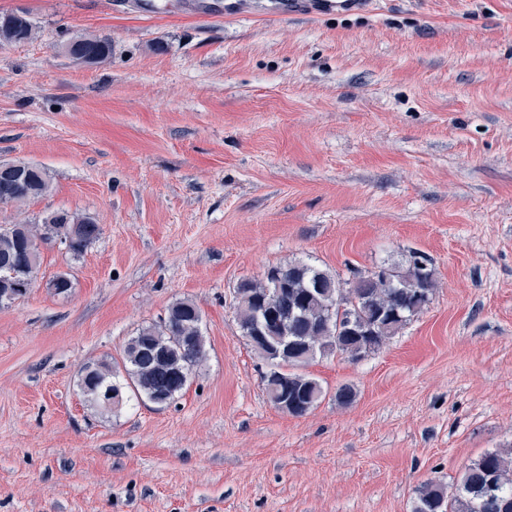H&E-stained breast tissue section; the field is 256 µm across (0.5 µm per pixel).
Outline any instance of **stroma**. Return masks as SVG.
<instances>
[{"label":"stroma","instance_id":"1","mask_svg":"<svg viewBox=\"0 0 512 512\" xmlns=\"http://www.w3.org/2000/svg\"><path fill=\"white\" fill-rule=\"evenodd\" d=\"M288 3L0 0L43 32L0 47V162L51 179L0 224L101 229L77 258L42 244L36 287L0 304V512H412L512 444V0ZM76 30L110 35V62L74 65ZM412 250L428 308L365 359L308 364L306 415L275 408L237 285ZM185 299L206 341L188 389L87 401L81 368ZM297 6H294L292 12L297 14L317 17L331 13H339L349 11V1L353 0H297Z\"/></svg>","mask_w":512,"mask_h":512}]
</instances>
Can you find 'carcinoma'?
Listing matches in <instances>:
<instances>
[{"label":"carcinoma","mask_w":512,"mask_h":512,"mask_svg":"<svg viewBox=\"0 0 512 512\" xmlns=\"http://www.w3.org/2000/svg\"><path fill=\"white\" fill-rule=\"evenodd\" d=\"M41 37L40 27L25 9L0 13V45H19ZM77 49L71 62L90 59L103 64L112 58V37L77 33L70 38ZM33 173L20 193L13 179L0 172V198L11 195L21 205L45 195L50 181L45 170L28 164ZM100 235L99 225L87 216L53 212L40 224L12 225L0 231V290L25 297L36 287L40 263L28 267L29 249L57 238L74 255ZM285 289L278 290L276 275ZM437 287L435 269L423 254L411 251L401 267L388 276L356 272L353 279L336 276L303 260L273 266L260 279H247L235 291L236 315L243 336L270 363V372L285 380L288 398L296 401L293 416L307 414L325 394L321 382L300 368L316 357L336 354L364 358L380 350L432 300ZM276 314L284 322L275 331L282 337L276 353L252 330ZM202 315L191 300L174 303L158 324L141 328L125 344L121 360L110 355L81 370L79 387L88 401L101 404L107 394L119 397L114 407L135 396L164 406L189 384L205 358ZM412 512H512V445L488 451L466 467L454 489L427 482L418 492Z\"/></svg>","instance_id":"cac0c4a2"}]
</instances>
